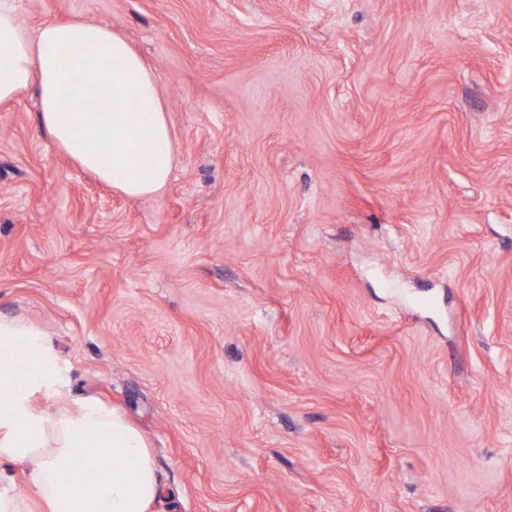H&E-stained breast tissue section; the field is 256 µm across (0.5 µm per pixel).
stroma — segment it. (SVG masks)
I'll list each match as a JSON object with an SVG mask.
<instances>
[{
  "label": "stroma",
  "mask_w": 512,
  "mask_h": 512,
  "mask_svg": "<svg viewBox=\"0 0 512 512\" xmlns=\"http://www.w3.org/2000/svg\"><path fill=\"white\" fill-rule=\"evenodd\" d=\"M72 18L178 165L130 198L0 106V316L177 512H512V0H21Z\"/></svg>",
  "instance_id": "obj_1"
}]
</instances>
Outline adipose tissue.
Wrapping results in <instances>:
<instances>
[{"mask_svg":"<svg viewBox=\"0 0 512 512\" xmlns=\"http://www.w3.org/2000/svg\"><path fill=\"white\" fill-rule=\"evenodd\" d=\"M88 75L75 80V71ZM39 86V120L80 169L130 197L162 191L177 163L156 76L112 28L75 18L30 29L0 0V105ZM27 339L17 350L13 339ZM44 394L47 405L35 403ZM95 464L86 478L82 458ZM34 460V499L0 512H172L142 433L117 408L73 397L40 330L0 317V463Z\"/></svg>","mask_w":512,"mask_h":512,"instance_id":"1","label":"adipose tissue"}]
</instances>
